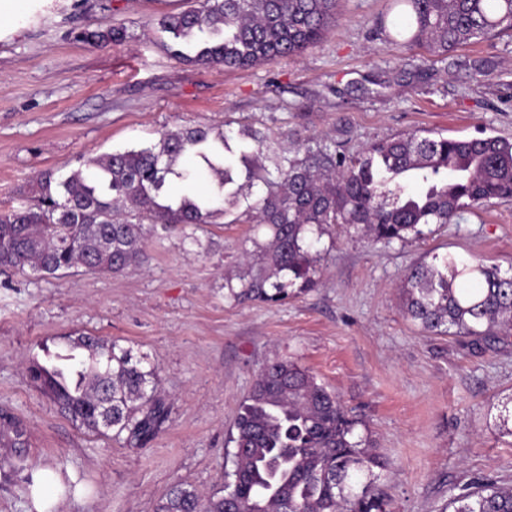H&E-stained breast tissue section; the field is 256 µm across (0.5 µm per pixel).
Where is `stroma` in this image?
I'll return each instance as SVG.
<instances>
[{
  "label": "stroma",
  "mask_w": 512,
  "mask_h": 512,
  "mask_svg": "<svg viewBox=\"0 0 512 512\" xmlns=\"http://www.w3.org/2000/svg\"><path fill=\"white\" fill-rule=\"evenodd\" d=\"M390 0H339L331 31L300 57L247 70L204 68L172 55L158 21L198 0H39L17 34L0 39V210L33 204L44 170L197 125L294 130L349 154L412 130L512 139V32L447 59L388 47L379 18ZM114 22L126 41L78 40ZM195 240L157 232L147 265L98 275L0 271V512H32L30 474L62 472L51 512H155L177 483L222 492L237 413L263 366L309 369L339 398L356 432L387 460L392 512H445L476 476L512 485V335L481 346L427 332L404 311L401 283L416 263L452 254L512 269V200L493 199L419 237L376 242L328 225L311 249L318 284L281 302L230 298L224 277L254 267L265 227L203 224ZM117 341L158 369L165 431L131 448L63 417L28 367L69 339Z\"/></svg>",
  "instance_id": "obj_1"
}]
</instances>
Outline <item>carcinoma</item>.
Here are the masks:
<instances>
[{"instance_id": "carcinoma-1", "label": "carcinoma", "mask_w": 512, "mask_h": 512, "mask_svg": "<svg viewBox=\"0 0 512 512\" xmlns=\"http://www.w3.org/2000/svg\"><path fill=\"white\" fill-rule=\"evenodd\" d=\"M401 16L390 45H416L448 58L458 48L512 31V0H392ZM336 22V0H201L162 16L161 31L190 48L175 55L209 68L248 69L301 54ZM127 38L121 25L79 33L92 47ZM248 126H200L160 133L158 141L91 157L59 178H34L38 203L0 211V268L55 275L82 267L98 274L141 267L148 236L199 224H261L260 266L225 288L236 301H279L288 288L316 286L312 236L349 224L390 243L419 226L452 224L491 199H512V141L484 135L448 138L405 132L356 155L295 134L291 157L279 139ZM191 155L195 168H178ZM275 159V171L265 161ZM262 185L254 200L243 186ZM406 313L430 331L488 342L512 331V276L496 265L453 256L413 266L403 281ZM34 383L85 429L144 448L162 431L168 408L157 368L117 342L81 334L56 362H32ZM338 398L308 369L275 360L259 373L235 422L238 452L228 473L231 497L202 501L174 486L156 512H388L380 479L387 462L355 434ZM448 512H512V486L477 477L448 500Z\"/></svg>"}]
</instances>
